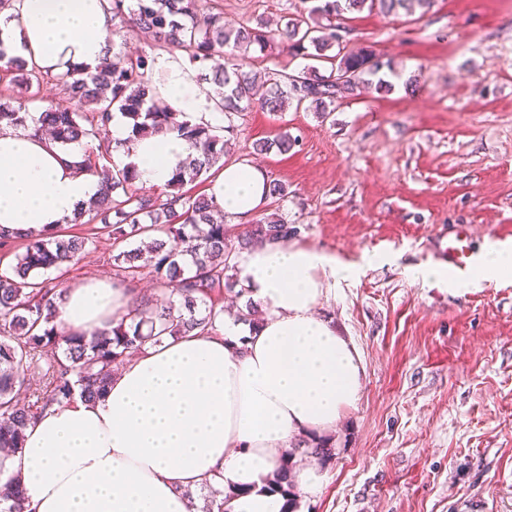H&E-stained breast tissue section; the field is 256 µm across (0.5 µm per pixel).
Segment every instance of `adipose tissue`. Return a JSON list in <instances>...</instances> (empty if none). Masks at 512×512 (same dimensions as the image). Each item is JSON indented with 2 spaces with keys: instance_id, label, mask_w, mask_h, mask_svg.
Here are the masks:
<instances>
[{
  "instance_id": "adipose-tissue-1",
  "label": "adipose tissue",
  "mask_w": 512,
  "mask_h": 512,
  "mask_svg": "<svg viewBox=\"0 0 512 512\" xmlns=\"http://www.w3.org/2000/svg\"><path fill=\"white\" fill-rule=\"evenodd\" d=\"M0 21V47L59 73L96 68L113 21L108 0H19ZM158 93L196 124H217L215 99L192 69L158 54ZM112 114L113 154L141 184L161 187L189 154L173 133L130 139ZM85 142L66 144L30 128L0 125V229L40 232L66 224L93 199L96 177L81 167ZM212 191L221 210L248 222L268 201L260 166H225ZM239 280L262 313L259 326L220 319L216 332L146 342L93 400L52 404L25 431L22 450L0 453V483L21 478L26 512H199L189 491L240 488L229 512H283L266 484L283 450L302 435L335 428L360 398L358 350L320 308L331 284L356 268L323 250L288 241L239 253ZM123 288L91 277L68 287L58 323L92 335L126 313Z\"/></svg>"
}]
</instances>
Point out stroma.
<instances>
[{"label": "stroma", "mask_w": 512, "mask_h": 512, "mask_svg": "<svg viewBox=\"0 0 512 512\" xmlns=\"http://www.w3.org/2000/svg\"><path fill=\"white\" fill-rule=\"evenodd\" d=\"M227 25H255L300 0H218ZM399 72L391 93L225 117L227 163L257 162L288 196L272 199L295 242L358 265L331 287L326 317L365 369L360 398L332 431L322 484L300 512H512V278L462 291L426 283L430 243L469 225L478 246H512V0H436L425 13L362 12L345 36ZM269 75L305 65L286 49L234 50ZM294 138L285 153L256 141ZM103 240L60 276H111ZM372 264H365L364 256Z\"/></svg>", "instance_id": "stroma-1"}]
</instances>
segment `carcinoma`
<instances>
[{"instance_id":"obj_1","label":"carcinoma","mask_w":512,"mask_h":512,"mask_svg":"<svg viewBox=\"0 0 512 512\" xmlns=\"http://www.w3.org/2000/svg\"><path fill=\"white\" fill-rule=\"evenodd\" d=\"M433 2L302 0L303 8L273 31L261 21L254 27H228L223 11L205 6L204 0H110L113 18L151 33L160 47L187 54L198 65L200 80L214 86L222 112H243L255 103L268 112H282L294 101L298 108L309 102L324 115L342 97L357 96L364 90L388 93L394 87L390 62L370 47L351 50L339 37L346 30L344 14L366 9L412 15L430 8ZM277 42L287 44L295 57L324 60L330 64L328 73L308 67L287 74L284 82L271 83L268 93L257 100V75L244 70V64L229 61L226 48L257 46L263 51ZM333 47L336 54H326ZM152 62L146 55L133 58L114 53L101 68L71 66L53 76L69 105L50 103L32 112L30 105L43 100L41 87L48 72L21 56L7 58L0 52V79L7 83V93L0 94V125L31 126L36 131L47 128L63 144L85 140L83 168L102 185L101 195L71 220L73 224H91L83 236L67 234L59 227L35 237L0 235L1 249L14 248L19 239L25 241L24 252L15 254V262L0 269V448H23L27 426L46 406L69 399L73 382H78L83 395L100 394L115 370L146 341L195 329L202 334L212 332L224 313L214 293L235 298L243 293L234 263L240 251L296 234L295 227L272 217L250 225L234 244L224 224L214 221L213 197L183 190L184 183H203L224 168L225 127L193 124L165 111L155 100ZM114 109L126 115L134 135L147 129L164 130L197 149L165 191L148 192L133 170L102 163L111 153L108 124ZM291 146L292 140L285 134L259 141L255 149L267 152L275 147L286 152ZM103 236L112 240L110 261L117 283L131 290L147 269L156 285L180 300L170 298L161 307L134 301L126 315L90 339L62 335L56 319L65 290L52 285L48 273L78 263L86 244L93 245ZM136 236L145 245L127 248L125 242ZM50 350L55 356L44 373L45 390L35 394V401L21 402L19 390ZM332 451L327 436L300 440L286 451L267 484V490L286 498L285 512H291L296 503L293 477L297 453L324 462ZM25 501L21 482L0 486V503H6L0 512H25Z\"/></svg>"}]
</instances>
